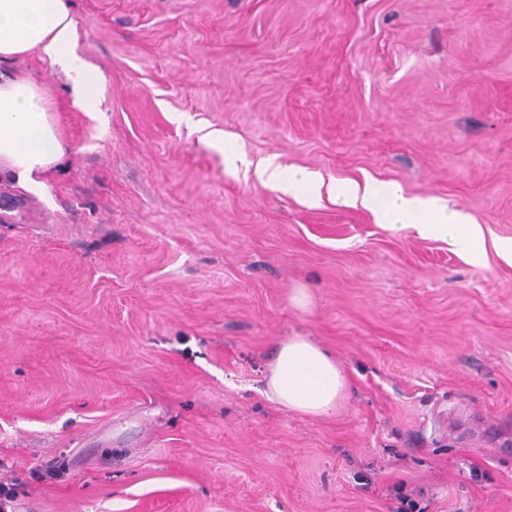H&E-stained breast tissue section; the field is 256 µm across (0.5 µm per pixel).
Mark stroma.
I'll return each instance as SVG.
<instances>
[{"mask_svg": "<svg viewBox=\"0 0 512 512\" xmlns=\"http://www.w3.org/2000/svg\"><path fill=\"white\" fill-rule=\"evenodd\" d=\"M96 69L9 68L70 146L0 223V482L16 512H512V0H70ZM468 213L481 262L256 164ZM306 289L307 307L294 305ZM304 336L326 417L261 392ZM324 182L317 176L301 170H288V193L301 192L310 198L320 197ZM349 391V379L331 355L304 336H292L278 344L262 393L287 411L323 417L336 412Z\"/></svg>", "mask_w": 512, "mask_h": 512, "instance_id": "stroma-1", "label": "stroma"}]
</instances>
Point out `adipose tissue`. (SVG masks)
Returning a JSON list of instances; mask_svg holds the SVG:
<instances>
[{
	"label": "adipose tissue",
	"instance_id": "ef3b65f1",
	"mask_svg": "<svg viewBox=\"0 0 512 512\" xmlns=\"http://www.w3.org/2000/svg\"><path fill=\"white\" fill-rule=\"evenodd\" d=\"M76 22L67 0H0V62L31 55L61 64L72 81L76 104L98 111L101 81L72 51ZM68 150L45 89L25 75L0 72V180L32 191L42 187ZM260 175L271 182L287 180L288 190L319 198L329 191L339 205L361 207L389 229L413 227L421 237L481 260V230L461 210L431 197H410L394 183L365 181L324 184L301 170L281 175L266 162ZM350 391L347 375L335 359L306 337L293 336L278 344L264 376V395L283 409L312 417L330 415Z\"/></svg>",
	"mask_w": 512,
	"mask_h": 512
}]
</instances>
